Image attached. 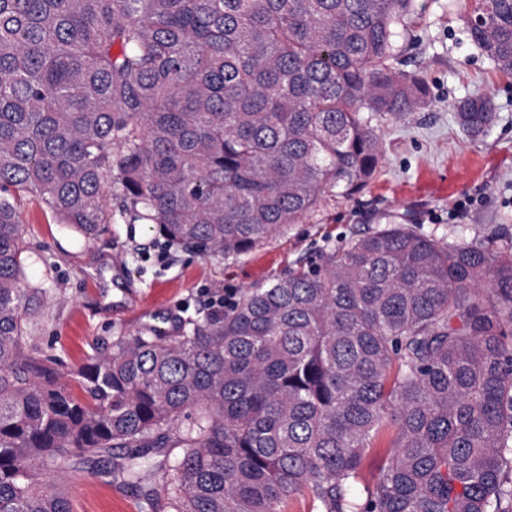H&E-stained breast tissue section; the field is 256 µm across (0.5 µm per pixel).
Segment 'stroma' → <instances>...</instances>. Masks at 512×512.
<instances>
[{"label":"stroma","mask_w":512,"mask_h":512,"mask_svg":"<svg viewBox=\"0 0 512 512\" xmlns=\"http://www.w3.org/2000/svg\"><path fill=\"white\" fill-rule=\"evenodd\" d=\"M470 0H416L399 44L396 69L420 75L431 96L421 110L383 118V160L351 198L321 207L236 260L208 259L166 245L148 225L114 216L106 234L78 243L38 195L18 203L27 277L47 291L31 319L32 343L64 365L152 324L203 317L204 300L266 284L298 260L313 259L379 224H410L454 242L512 240V75L497 70L470 41ZM490 101L494 122L481 137L456 121V102ZM123 449L75 467L66 490L74 512H168L163 480L144 495L117 476Z\"/></svg>","instance_id":"stroma-1"}]
</instances>
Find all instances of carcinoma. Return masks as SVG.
Returning a JSON list of instances; mask_svg holds the SVG:
<instances>
[{"label":"carcinoma","mask_w":512,"mask_h":512,"mask_svg":"<svg viewBox=\"0 0 512 512\" xmlns=\"http://www.w3.org/2000/svg\"><path fill=\"white\" fill-rule=\"evenodd\" d=\"M414 0H0V512H73L50 472L128 448L172 512H504L512 248L379 224L217 314L65 369L25 340L45 289L15 199L84 244L129 222L238 259L374 174V121L430 91L394 69ZM467 32L512 74V0ZM469 136L490 103L456 106ZM80 394H75L73 388ZM391 451L359 486L380 434ZM147 448L178 452L155 466Z\"/></svg>","instance_id":"obj_1"}]
</instances>
